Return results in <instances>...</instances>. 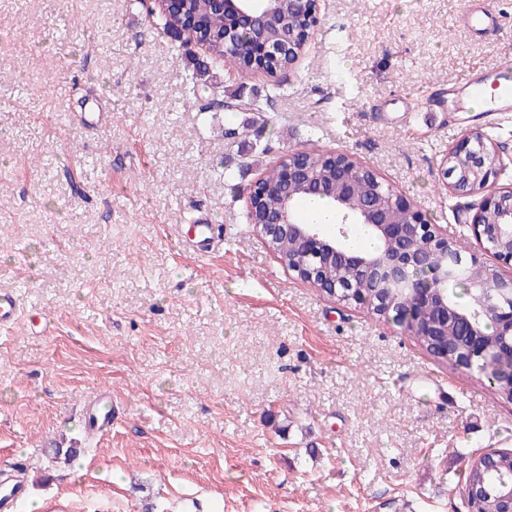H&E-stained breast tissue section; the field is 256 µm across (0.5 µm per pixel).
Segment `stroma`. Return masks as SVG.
Returning a JSON list of instances; mask_svg holds the SVG:
<instances>
[{
	"label": "stroma",
	"instance_id": "35a3bbf8",
	"mask_svg": "<svg viewBox=\"0 0 512 512\" xmlns=\"http://www.w3.org/2000/svg\"><path fill=\"white\" fill-rule=\"evenodd\" d=\"M464 2L321 0L280 94L203 52L192 95L140 0H0V285L40 312L0 329V469L25 465L39 512H468L464 468L512 450V401L334 303L247 220L284 153L349 154L495 263L468 228L481 194L441 161L492 132L512 186V121L393 120L512 64V0H484L490 30ZM233 92L261 111H224ZM195 224L223 248H183ZM101 390L120 416L93 436Z\"/></svg>",
	"mask_w": 512,
	"mask_h": 512
}]
</instances>
